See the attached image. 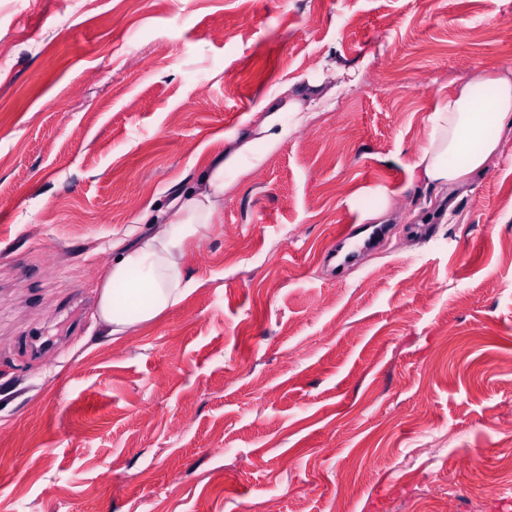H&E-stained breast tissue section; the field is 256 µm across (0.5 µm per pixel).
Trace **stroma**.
<instances>
[{
	"mask_svg": "<svg viewBox=\"0 0 512 512\" xmlns=\"http://www.w3.org/2000/svg\"><path fill=\"white\" fill-rule=\"evenodd\" d=\"M512 0H0V512H512V134L443 194L435 107L512 69ZM186 297L103 333L112 243L241 143ZM384 238L337 268L378 201ZM483 455L474 467L469 459ZM483 486L480 499L466 489Z\"/></svg>",
	"mask_w": 512,
	"mask_h": 512,
	"instance_id": "obj_1",
	"label": "stroma"
}]
</instances>
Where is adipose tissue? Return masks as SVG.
Here are the masks:
<instances>
[{"mask_svg":"<svg viewBox=\"0 0 512 512\" xmlns=\"http://www.w3.org/2000/svg\"><path fill=\"white\" fill-rule=\"evenodd\" d=\"M256 135L218 155L180 186L153 231L134 245L115 243V256L99 288L97 311L109 336L128 333L183 298L189 282L181 263L186 245L211 224L224 194L266 154L309 118L303 101L269 102ZM512 132V74L478 75L463 84L431 117L429 143L415 164L426 186L464 185L498 154Z\"/></svg>","mask_w":512,"mask_h":512,"instance_id":"1","label":"adipose tissue"}]
</instances>
